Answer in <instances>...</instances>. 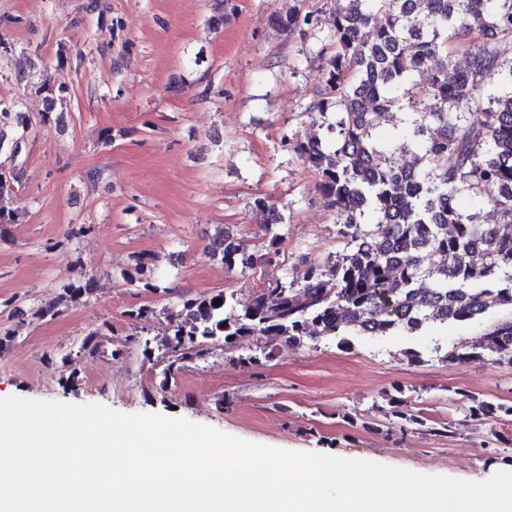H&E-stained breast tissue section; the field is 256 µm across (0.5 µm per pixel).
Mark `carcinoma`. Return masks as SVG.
I'll use <instances>...</instances> for the list:
<instances>
[{"instance_id": "cac0c4a2", "label": "carcinoma", "mask_w": 512, "mask_h": 512, "mask_svg": "<svg viewBox=\"0 0 512 512\" xmlns=\"http://www.w3.org/2000/svg\"><path fill=\"white\" fill-rule=\"evenodd\" d=\"M333 3L334 50L310 106L324 135L292 151L321 176L345 246L326 264L305 261L301 281L269 280L241 310L224 292L183 302L163 338L176 353L167 378L176 361L210 343L232 350L274 336L299 346L325 336L349 346L354 336H421L476 321L492 306L512 309V66L503 67L497 49L499 39L512 38V0ZM470 32L481 42L467 68L433 66ZM396 110L405 111L397 137L419 155L413 167L398 165L374 136ZM461 189L496 219L481 223L463 211ZM256 211L264 250L229 233L211 246L229 269L268 266L279 254L282 214L263 199ZM489 358L512 365L511 321L444 356L460 364ZM469 401L478 421L512 415V405ZM386 416L401 432L424 425L396 396Z\"/></svg>"}]
</instances>
